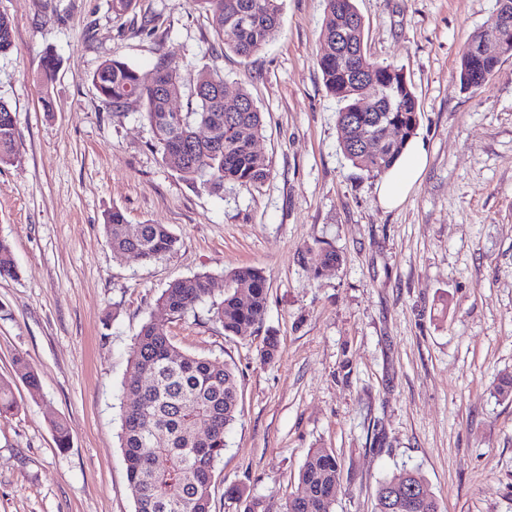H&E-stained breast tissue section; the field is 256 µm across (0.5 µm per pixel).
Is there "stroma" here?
I'll return each instance as SVG.
<instances>
[{
	"label": "stroma",
	"mask_w": 512,
	"mask_h": 512,
	"mask_svg": "<svg viewBox=\"0 0 512 512\" xmlns=\"http://www.w3.org/2000/svg\"><path fill=\"white\" fill-rule=\"evenodd\" d=\"M372 60L403 68L428 150L404 204L383 208L378 176L340 148L339 104L317 65L326 0H284L262 50L219 46L199 0H0L13 44L0 53V101L15 113L17 159L0 166V237L18 275L0 279V378L19 410L0 418V512H135L121 448L134 339L154 324L177 347L228 362L240 385L211 512H240L236 485L266 505L291 498L312 448L333 449V512H375L379 484L417 470L442 512H512V55L476 92L461 90L463 48L497 0H356ZM58 61L43 90L45 56ZM119 58L165 62L186 111L202 70L264 115L271 175L215 192L165 163L140 104L113 111L90 76ZM49 104H42V94ZM166 224L176 252L113 257L104 216ZM329 247L335 269L317 271ZM251 265L268 280L264 321L225 335L209 302L174 319L157 300L179 276ZM279 341L262 361L267 334ZM24 355L40 387L13 365ZM65 420L58 447L50 416Z\"/></svg>",
	"instance_id": "35a3bbf8"
}]
</instances>
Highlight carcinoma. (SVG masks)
<instances>
[{
	"label": "carcinoma",
	"instance_id": "obj_1",
	"mask_svg": "<svg viewBox=\"0 0 512 512\" xmlns=\"http://www.w3.org/2000/svg\"><path fill=\"white\" fill-rule=\"evenodd\" d=\"M224 49L242 60L260 51L280 25L283 0H200ZM12 45L9 17L0 13V52ZM465 48L458 65L461 89L481 88L498 70L499 58L471 65ZM317 63L329 93L340 103L336 123L341 147L352 164L376 176L394 164L419 125L418 98L403 69L377 63L364 47V24L355 0H326L319 36ZM101 100L112 110L135 96L144 107L162 157L189 180H200L214 191L231 183L257 187L270 176L265 158L255 149L265 131L263 113L244 90L237 93L241 109L227 112L215 94L224 80L207 71L197 74L188 110L171 112L161 89L180 84L177 72L159 64L151 74L118 58L104 61L91 77ZM207 126L212 143L186 145L193 132ZM372 144L365 146L364 134ZM15 113L0 103V165L16 160ZM103 231L115 257L135 251L144 260L173 254L178 239L166 224L128 223L112 209ZM317 267L340 264L335 250L321 247ZM17 268L12 246L0 238V277L14 278ZM209 275L176 277L158 299L174 317H183L213 296ZM267 307V278L262 270L243 265L224 275V295L211 301L213 318L227 336H241L261 324ZM29 390H39L37 373L22 357L15 359ZM121 445L127 480L135 493V512H211V487L217 461L224 454V437L239 414L236 370L227 363L199 358L175 346L153 324L142 326L135 339L124 383ZM18 410L10 382L0 380V417ZM57 445L66 448L70 434L59 418L49 419ZM341 467L333 451L311 448L297 478V488L283 512H333ZM228 495L243 504V512H270L262 501L232 487ZM377 512H441L425 479L416 471H402L381 483Z\"/></svg>",
	"mask_w": 512,
	"mask_h": 512
}]
</instances>
